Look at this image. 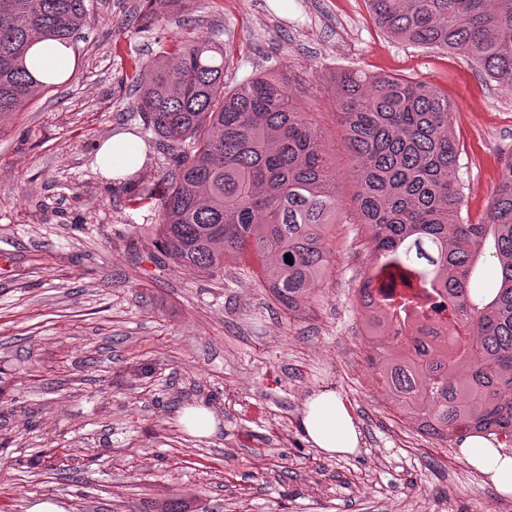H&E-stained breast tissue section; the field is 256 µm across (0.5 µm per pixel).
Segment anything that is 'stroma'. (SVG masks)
Segmentation results:
<instances>
[{
  "label": "stroma",
  "instance_id": "stroma-1",
  "mask_svg": "<svg viewBox=\"0 0 512 512\" xmlns=\"http://www.w3.org/2000/svg\"><path fill=\"white\" fill-rule=\"evenodd\" d=\"M71 79L0 118V512H512L455 441L419 433L367 380L355 292L372 263L342 224L327 287L286 310L252 271L159 259L149 208L91 163L139 130L130 59L222 31L224 80L358 67L435 84L455 107L463 215L485 221L512 155V92L461 52L388 38L365 0H91ZM341 395L363 437L327 456L300 418ZM207 407L212 435L178 421Z\"/></svg>",
  "mask_w": 512,
  "mask_h": 512
}]
</instances>
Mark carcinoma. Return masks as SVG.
I'll return each mask as SVG.
<instances>
[{"instance_id": "obj_1", "label": "carcinoma", "mask_w": 512, "mask_h": 512, "mask_svg": "<svg viewBox=\"0 0 512 512\" xmlns=\"http://www.w3.org/2000/svg\"><path fill=\"white\" fill-rule=\"evenodd\" d=\"M388 36L465 52L512 91V0H367ZM90 0H0V116L44 88L25 57L84 26ZM133 111L172 162L157 251L212 277L229 259L262 264L261 286L287 309L325 285L336 228L365 229L373 265L356 308L379 345L375 379L400 417L435 438L512 448V159L484 223L463 217L452 174L461 150L448 95L423 80L341 69L323 78L352 188L336 193V155L315 113L282 75L228 89L219 34L183 38L142 76ZM498 289L471 284L487 241ZM290 257L292 263L285 262Z\"/></svg>"}]
</instances>
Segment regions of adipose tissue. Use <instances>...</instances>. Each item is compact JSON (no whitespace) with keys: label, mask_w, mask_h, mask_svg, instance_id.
<instances>
[{"label":"adipose tissue","mask_w":512,"mask_h":512,"mask_svg":"<svg viewBox=\"0 0 512 512\" xmlns=\"http://www.w3.org/2000/svg\"><path fill=\"white\" fill-rule=\"evenodd\" d=\"M75 61L74 47L57 41L37 44L27 55L29 71L44 83L63 80L72 71ZM145 157L143 142L128 133L113 135L96 150L98 169L108 179H122L141 170ZM301 425L314 446L331 456L354 453L361 442V433L345 402L333 391H324L309 399ZM460 452L499 494L512 495V452L495 447L481 437L465 439Z\"/></svg>","instance_id":"1"}]
</instances>
